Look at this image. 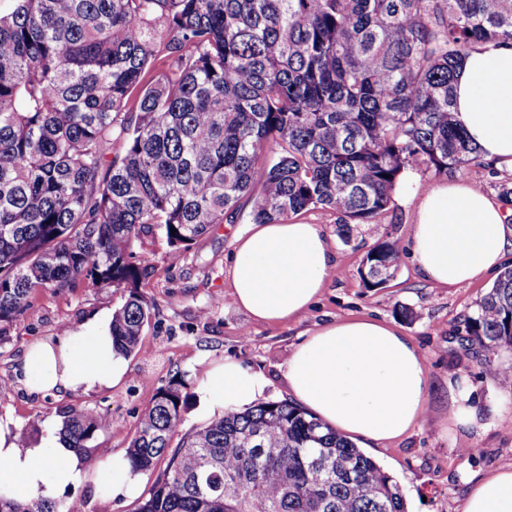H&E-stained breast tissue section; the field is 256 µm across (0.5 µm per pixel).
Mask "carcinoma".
<instances>
[{
	"mask_svg": "<svg viewBox=\"0 0 512 512\" xmlns=\"http://www.w3.org/2000/svg\"><path fill=\"white\" fill-rule=\"evenodd\" d=\"M158 39L167 68L146 82ZM491 42L512 44V0H14L0 12V344L35 289L112 287L129 356L151 317L144 238L179 253L248 204L254 224L314 209L367 224L406 169L482 164L453 87ZM116 128L126 150L108 162ZM397 260L373 247L366 287ZM465 333L489 366L512 353L511 267ZM190 397L161 387L140 418L125 459L157 476L136 512H406L392 475L286 400L171 446ZM109 426L68 407L60 434L90 461ZM0 512L81 508L0 491Z\"/></svg>",
	"mask_w": 512,
	"mask_h": 512,
	"instance_id": "1",
	"label": "carcinoma"
}]
</instances>
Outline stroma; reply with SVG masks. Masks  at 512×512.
<instances>
[{
    "instance_id": "stroma-1",
    "label": "stroma",
    "mask_w": 512,
    "mask_h": 512,
    "mask_svg": "<svg viewBox=\"0 0 512 512\" xmlns=\"http://www.w3.org/2000/svg\"><path fill=\"white\" fill-rule=\"evenodd\" d=\"M436 181L433 172L413 170L411 178L401 179L388 211L347 230L335 211L300 214V221L318 225L335 266L321 297L300 318L280 325L255 323L230 301L234 239L250 227V220L221 224L178 254L161 235L145 238L139 255L149 274L141 291L153 302L154 311L141 338V355L130 358L125 384L113 388L49 397L36 391L17 366L32 342L55 337L63 327L79 332L92 315L113 313L124 302L122 290H35L29 308L0 344V418L41 444L58 435L64 407L82 405L109 414L112 427L99 434L93 451L92 472L104 483L110 475L100 469V461L125 452L142 409L160 387L179 382L192 395L179 428L183 434L212 421L204 403L205 375L224 360H235L268 379L267 399H288L286 364L301 333L368 316L393 324L414 341L426 363L429 390L423 420L404 436L374 445L367 454L398 481L408 512H460L471 478L512 464V415L501 419L493 413L497 405L512 406V391L484 365L481 350L464 332V319L475 311L493 279L468 287L439 286L425 280L411 259L417 205L423 189ZM384 241L399 251L397 270L380 287H364L366 254ZM404 306L413 310V319L401 316ZM452 377L468 380L472 404L488 415L486 430L471 439L477 449L473 456L464 454L456 439L448 393Z\"/></svg>"
}]
</instances>
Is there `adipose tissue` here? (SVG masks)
<instances>
[{
	"mask_svg": "<svg viewBox=\"0 0 512 512\" xmlns=\"http://www.w3.org/2000/svg\"><path fill=\"white\" fill-rule=\"evenodd\" d=\"M455 117L482 159L512 171V45L490 43L457 68ZM512 254V216L500 202L458 179L422 195L412 231V256L432 283L463 287L498 270ZM334 267L317 225L299 221L254 224L237 237L231 303L250 319L285 322L322 295ZM100 315L79 334L29 346L21 371L38 390L65 394L125 383L128 359ZM285 378L293 398L349 438L377 443L402 437L427 409L428 372L413 340L370 317L335 321L302 335ZM210 410L235 409L263 397L266 380L227 360L206 376ZM109 495L137 497L142 475L123 455L103 463ZM91 480L87 466L61 438L20 446L0 421V489L28 499H56ZM462 512H512V465L473 478Z\"/></svg>",
	"mask_w": 512,
	"mask_h": 512,
	"instance_id": "ef3b65f1",
	"label": "adipose tissue"
}]
</instances>
